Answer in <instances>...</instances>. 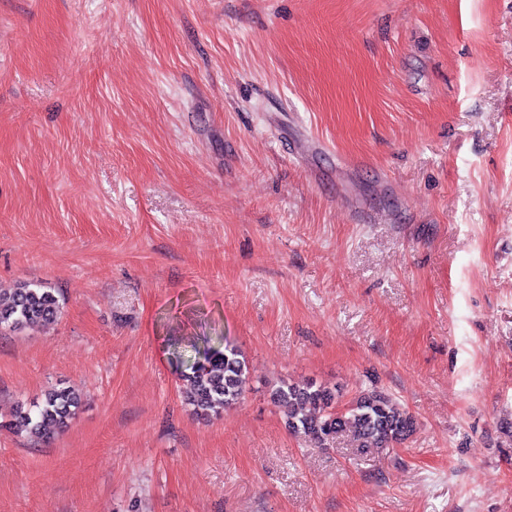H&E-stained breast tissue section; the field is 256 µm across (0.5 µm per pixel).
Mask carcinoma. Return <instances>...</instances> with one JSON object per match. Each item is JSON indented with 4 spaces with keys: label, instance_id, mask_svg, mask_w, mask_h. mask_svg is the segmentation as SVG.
Returning <instances> with one entry per match:
<instances>
[{
    "label": "carcinoma",
    "instance_id": "carcinoma-1",
    "mask_svg": "<svg viewBox=\"0 0 512 512\" xmlns=\"http://www.w3.org/2000/svg\"><path fill=\"white\" fill-rule=\"evenodd\" d=\"M62 311L61 297L44 282H19L9 291L0 288V332L22 330L55 321ZM198 361L183 375L181 394L201 417L219 416L239 403L247 383L246 361L227 339L196 349ZM270 400L284 415L292 434L328 446L343 435L356 442L360 453L380 451L408 439L416 429L410 413L390 395L377 389L363 392L342 410L336 409L332 389L306 383H282L270 390ZM80 407L78 393L52 385L30 406L20 404L8 426L39 439L65 431Z\"/></svg>",
    "mask_w": 512,
    "mask_h": 512
}]
</instances>
